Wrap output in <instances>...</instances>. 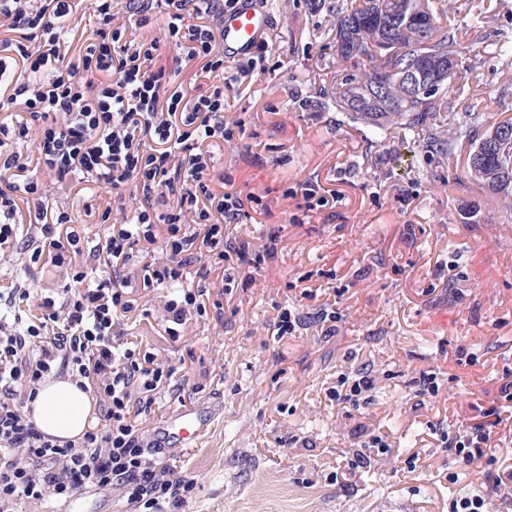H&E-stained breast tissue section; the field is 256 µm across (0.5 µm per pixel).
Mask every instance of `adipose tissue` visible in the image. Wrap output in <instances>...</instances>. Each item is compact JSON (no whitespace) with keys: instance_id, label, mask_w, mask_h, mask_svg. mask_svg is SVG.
<instances>
[{"instance_id":"adipose-tissue-1","label":"adipose tissue","mask_w":512,"mask_h":512,"mask_svg":"<svg viewBox=\"0 0 512 512\" xmlns=\"http://www.w3.org/2000/svg\"><path fill=\"white\" fill-rule=\"evenodd\" d=\"M97 406L91 392L72 378H51L41 384L31 403L32 419L45 436L74 443L95 419Z\"/></svg>"}]
</instances>
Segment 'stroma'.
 I'll list each match as a JSON object with an SVG mask.
<instances>
[{"instance_id":"stroma-1","label":"stroma","mask_w":512,"mask_h":512,"mask_svg":"<svg viewBox=\"0 0 512 512\" xmlns=\"http://www.w3.org/2000/svg\"><path fill=\"white\" fill-rule=\"evenodd\" d=\"M349 2L269 0L265 70L242 77L230 62L213 78L234 100L224 113L234 135L214 166L257 212L234 233L270 259L234 289L223 316L187 320L179 339L162 327L171 288L134 289L150 314L119 320L122 338L173 367L180 386L140 415L144 438L175 409L204 400L218 409L197 443L161 453L196 483L185 512H450L465 495L483 496L486 512L507 509L489 490L485 460L449 480L455 451L433 428L473 424L512 368V212L468 180L465 155L423 148L400 129L375 137L332 106L336 17ZM443 2L465 49L462 87L449 98L460 108L473 91L496 98L485 129L512 118V65L491 52L512 41V0H483L481 17L472 0ZM42 180L50 204L79 224L83 248L104 242L107 226L85 215L106 209L104 189ZM308 181L335 191L333 204L308 209ZM27 259L21 248L0 254V278L28 288L32 302L66 283V268L31 272ZM328 302L338 320L326 339L315 315ZM284 308L301 326L277 341ZM461 347L476 365L457 364ZM426 372L436 396L417 393ZM363 374L368 403L347 414L327 393ZM372 429L388 434L390 452L370 455L355 483L335 479L337 462L359 453L361 431ZM21 510L129 512L118 488Z\"/></svg>"}]
</instances>
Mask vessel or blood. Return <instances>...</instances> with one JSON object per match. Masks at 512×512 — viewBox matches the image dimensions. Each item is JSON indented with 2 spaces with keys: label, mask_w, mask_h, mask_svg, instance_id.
Here are the masks:
<instances>
[{
  "label": "vessel or blood",
  "mask_w": 512,
  "mask_h": 512,
  "mask_svg": "<svg viewBox=\"0 0 512 512\" xmlns=\"http://www.w3.org/2000/svg\"><path fill=\"white\" fill-rule=\"evenodd\" d=\"M271 24L267 0H238L221 23L225 58L234 61L254 55L266 42ZM215 413L214 405L208 402L176 410L157 428L155 440L163 447L190 443Z\"/></svg>",
  "instance_id": "1"
}]
</instances>
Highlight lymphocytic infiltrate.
I'll return each mask as SVG.
<instances>
[{
    "label": "lymphocytic infiltrate",
    "mask_w": 512,
    "mask_h": 512,
    "mask_svg": "<svg viewBox=\"0 0 512 512\" xmlns=\"http://www.w3.org/2000/svg\"><path fill=\"white\" fill-rule=\"evenodd\" d=\"M235 0H125L127 20L153 23L154 7L167 14L168 43L185 60L199 63L201 75L224 69L221 34L205 17H222ZM113 0H90L92 41L83 56L71 58L68 35L75 0H0V251L24 246L30 267L69 266L60 297L46 296L40 313L28 307L29 292L17 284L0 287L11 317L0 315V512L22 502L68 501L89 488L120 487L136 512H182L195 489L155 457L134 416L148 412L173 369L152 352L115 342L120 314L135 310L127 266L145 245L159 244L163 260L141 266V288L180 286L166 300L167 333L179 338L188 315L223 312L206 306L205 283L188 284L198 256L224 268V291L232 293L246 271L259 270L268 252L232 238L230 225L245 215V202L232 188L215 192L211 150L231 137L224 125L229 103L223 86L187 96L171 75L154 65L159 42L126 39L114 25ZM14 57L22 74H8ZM31 155L15 151L17 142ZM85 179L103 185L120 224L110 229L91 259L109 275L89 280L76 256L81 236L71 216L53 209L41 179ZM34 216L37 237L20 242L21 213ZM67 375L91 388L99 400L97 422L78 443L45 437L26 407L45 380ZM479 424L449 438L457 467L487 459L496 465L489 442L504 414H512V368L501 378L498 397L478 409Z\"/></svg>",
    "instance_id": "lymphocytic-infiltrate-1"
}]
</instances>
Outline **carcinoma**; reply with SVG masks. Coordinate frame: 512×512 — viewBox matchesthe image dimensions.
<instances>
[{"mask_svg":"<svg viewBox=\"0 0 512 512\" xmlns=\"http://www.w3.org/2000/svg\"><path fill=\"white\" fill-rule=\"evenodd\" d=\"M432 0H356L336 21L340 78L332 91L339 112L380 136L409 128L426 147L450 156L469 147L467 174L495 196L512 200V134L496 124L479 132V113L463 112L448 135L441 112L458 79L464 47ZM414 65L434 79L429 94H412L395 69Z\"/></svg>","mask_w":512,"mask_h":512,"instance_id":"1","label":"carcinoma"}]
</instances>
